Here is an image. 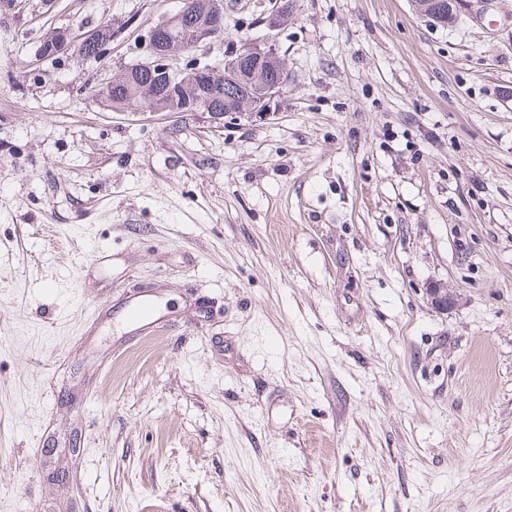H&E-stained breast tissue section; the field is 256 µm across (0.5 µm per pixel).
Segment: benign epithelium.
<instances>
[{
    "label": "benign epithelium",
    "instance_id": "obj_1",
    "mask_svg": "<svg viewBox=\"0 0 512 512\" xmlns=\"http://www.w3.org/2000/svg\"><path fill=\"white\" fill-rule=\"evenodd\" d=\"M223 31L224 0H194L190 10L180 9L154 26L145 40L144 60L123 69L96 89L95 99L104 101L114 112H207L215 119L269 111L270 103L286 83L284 62L272 49L243 47L225 60L222 70L209 67L182 69L173 65L181 55L222 37ZM111 40L112 35L100 29L79 35L64 30L53 41L49 52L77 53L80 47L90 46L102 55ZM141 74L148 79L138 82V96L154 102L155 106L148 109L135 106L129 100L112 101L113 88L129 84ZM226 84L233 87L234 96L221 109L215 105L213 96ZM427 293L431 304L440 311H448V307L455 303L454 296L446 288H429Z\"/></svg>",
    "mask_w": 512,
    "mask_h": 512
}]
</instances>
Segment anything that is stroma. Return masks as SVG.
<instances>
[{
	"instance_id": "obj_1",
	"label": "stroma",
	"mask_w": 512,
	"mask_h": 512,
	"mask_svg": "<svg viewBox=\"0 0 512 512\" xmlns=\"http://www.w3.org/2000/svg\"><path fill=\"white\" fill-rule=\"evenodd\" d=\"M180 2L0 9V512H512V0H224L264 116L93 102ZM59 31L62 34L53 41L49 49V52L53 55L70 51L80 55V47L90 46L95 48L98 56H100L105 53L108 43L112 40V35L109 32L100 29L94 32H82L79 35H74L70 30H58L56 32Z\"/></svg>"
}]
</instances>
